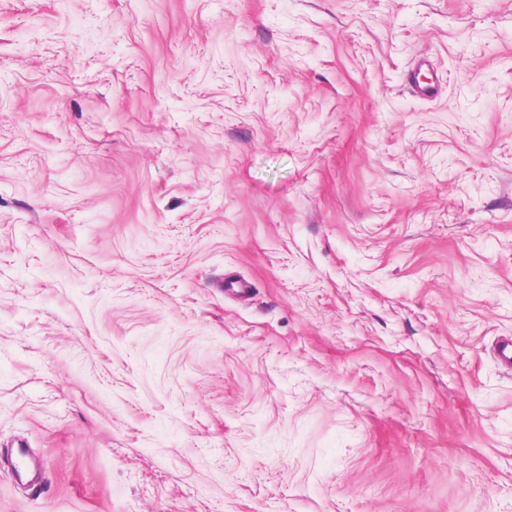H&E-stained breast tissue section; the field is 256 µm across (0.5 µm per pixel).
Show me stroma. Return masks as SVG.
<instances>
[{
	"instance_id": "35a3bbf8",
	"label": "stroma",
	"mask_w": 512,
	"mask_h": 512,
	"mask_svg": "<svg viewBox=\"0 0 512 512\" xmlns=\"http://www.w3.org/2000/svg\"><path fill=\"white\" fill-rule=\"evenodd\" d=\"M501 336L512 0H0V512H512Z\"/></svg>"
}]
</instances>
